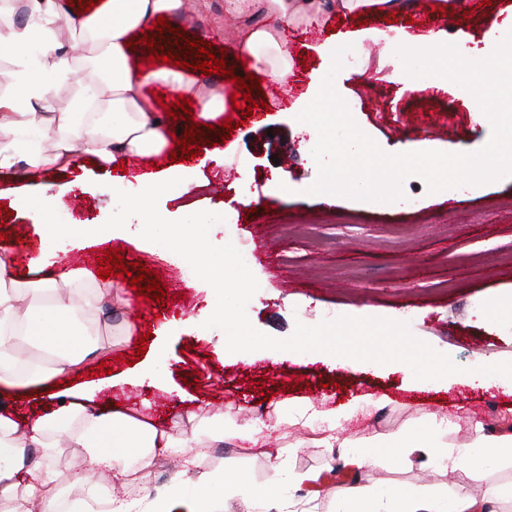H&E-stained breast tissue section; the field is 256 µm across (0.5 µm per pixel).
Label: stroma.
Segmentation results:
<instances>
[{"label":"stroma","instance_id":"obj_1","mask_svg":"<svg viewBox=\"0 0 512 512\" xmlns=\"http://www.w3.org/2000/svg\"><path fill=\"white\" fill-rule=\"evenodd\" d=\"M470 11L467 21L448 20L444 31L450 43L466 42L473 53L490 56L495 49L488 37L486 16L512 18V0H464ZM412 0L392 20L371 15L367 19L328 14L319 25L296 30L290 48L296 76L286 91L273 96L269 79L252 83L251 95L266 102L268 121L262 125L242 123L241 113L226 105L221 120H233L239 127L227 139L218 129L203 132L202 153L187 158L185 168L196 181L179 203L159 201L160 213L175 219L177 204L187 213H223L224 189H233L240 202L259 198L253 213L236 224H217L210 231L214 245L247 242L254 255L249 268L259 289L246 311L252 325L276 338L290 337L297 325L314 326L327 315L390 318L407 323L411 334L447 354L463 368L490 362L512 361V320L488 321L484 311L512 295V180L484 183L474 190L452 188L429 193L418 176L402 183L404 196L414 206L382 201H360L344 196L294 195L284 199L269 192L272 181H316L318 170L312 162V137L297 127L291 111L307 91L311 76H325L322 59L311 45L325 40L342 41L359 33L354 47L363 52V66L341 70L335 85L351 104L357 126L386 153L413 144L416 150H446L461 144L468 151L483 148L492 130L478 123L472 93L452 81L442 88L424 78L413 83L394 81L392 74L402 61L390 37L404 29L424 34L428 24L416 21ZM169 31L155 34L154 44L182 58L179 43L203 40L225 48L236 26L224 15V0H188L185 13L166 18ZM288 144L291 161L275 164L280 144ZM112 166L84 157L67 168L45 172L41 181L61 189L57 213L68 224L104 223L116 207ZM24 163L0 171V202L9 213L1 221L12 238L24 242L31 254H44L46 266H16L17 279L35 280L67 266L80 250L124 251L125 259L137 262L160 276L167 296L164 303L137 297L124 277L112 280V290L129 305L138 308L135 333L118 336L105 358H91L74 384H56L54 378L27 387L0 388V411L8 413L27 428L37 416L71 402L74 392L92 395L99 406L114 403L134 409L149 405L160 426L203 414L205 409H223L238 423L267 418L274 402L308 400L315 405L338 406L362 394L384 395L388 405L379 412L356 416L344 425L343 434L352 439L377 435L391 439L408 429L447 418L449 443L472 438V422L483 425L485 433L512 430V384L488 388L460 383L421 381L386 365L349 367L337 364L335 356L311 354L276 363L267 351L228 352L224 333L204 328L216 296L194 276L182 274L184 260L171 256L163 246L144 254L118 238L85 241L74 248L62 240L42 246L40 215L18 207L22 198L36 195ZM295 221L299 230L284 234V222ZM148 338L144 357L135 355V339ZM112 367V374H91L99 363ZM264 390H257V381ZM274 400H263V392ZM468 400L470 417L458 409ZM267 450L280 454L284 482L278 494L303 504L306 512H332L331 498L310 499L306 485H294L288 478L297 473L319 474L328 487L349 484L353 474L342 467L337 451L319 447L310 432L284 425L270 431ZM237 470L256 484L272 480L263 458L244 456L234 448L215 449L201 466L190 469L187 483L203 493L218 496L222 485L217 473ZM367 485H396L404 488L440 486L450 492L480 496L483 483L463 470L427 466L411 456L401 466L378 465L361 475Z\"/></svg>","mask_w":512,"mask_h":512}]
</instances>
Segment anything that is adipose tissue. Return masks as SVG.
Instances as JSON below:
<instances>
[{"label": "adipose tissue", "instance_id": "1", "mask_svg": "<svg viewBox=\"0 0 512 512\" xmlns=\"http://www.w3.org/2000/svg\"><path fill=\"white\" fill-rule=\"evenodd\" d=\"M351 14L389 13L400 0H224V14L236 21L233 45L240 59L279 85L295 75L287 33L311 27L329 6ZM24 22L0 9V48L15 57L12 69L0 71V169L24 162L30 178L61 168L75 156H90L108 164L128 157L149 158L168 144L166 129L157 123L148 86L172 89L194 100L198 117L207 121L224 107V95L206 89L189 72L156 67L142 70L130 62L134 32L168 13L184 12L186 0H107L104 12L74 16L68 38H61L59 0H24ZM60 89L70 94L67 112L47 127L39 112ZM13 246L0 244V385L19 386L47 373L62 374L80 367L89 355L107 348L97 326L112 288L83 272L62 268L57 276L5 287L14 262ZM386 396L364 395L340 408H319L299 402L288 416L274 415V426L289 423L317 433L325 448H339L340 458L362 472L384 461L398 465L420 454L431 465L451 460L474 478H481L505 458H512V433L487 434L475 425L474 437L449 444L439 424L410 429L386 441L376 436L355 443L339 435L356 415H371L386 406ZM235 444L242 454L264 456L272 471H280L276 456L265 454L261 426L241 424L223 411H206L192 428L158 426L135 410L93 408L74 402L31 421L20 430L15 420L0 414V502H30L39 512H91L81 497H68L64 486L99 485L128 488L146 481L158 459L174 457L185 466L208 459L216 445ZM59 448H80L89 467L62 479L54 466ZM220 498L187 490L181 476L156 492L149 512H224L226 500L243 497L246 512H269L272 491L256 485L239 471L221 474ZM336 495L345 512H498L506 491L486 484L475 498L436 489L408 492L398 487L370 488L360 483L340 485Z\"/></svg>", "mask_w": 512, "mask_h": 512}]
</instances>
